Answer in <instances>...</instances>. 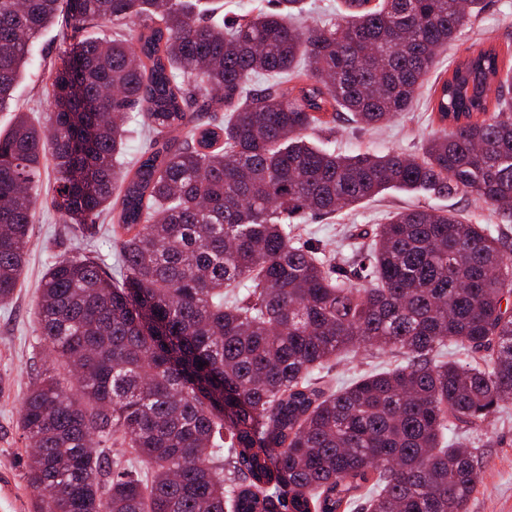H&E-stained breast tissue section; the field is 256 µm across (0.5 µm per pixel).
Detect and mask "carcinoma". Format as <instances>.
I'll use <instances>...</instances> for the list:
<instances>
[{
    "label": "carcinoma",
    "mask_w": 512,
    "mask_h": 512,
    "mask_svg": "<svg viewBox=\"0 0 512 512\" xmlns=\"http://www.w3.org/2000/svg\"><path fill=\"white\" fill-rule=\"evenodd\" d=\"M279 2L226 26L193 0H0V110L36 35L72 31L47 122L17 112L0 131V304L49 158L63 223L90 237L110 210L118 247L113 276L82 254L39 286L52 361L20 418L34 512H466L483 455L467 436L512 401V250L407 209L337 266L290 220L399 187L474 196L512 224V58L482 45L438 74L483 0H344L313 26L294 21L303 0ZM432 75L420 155L308 141L330 109L362 128L400 115ZM130 111L150 137L123 167ZM446 340L465 359L432 361ZM354 347L409 361L338 391L314 377Z\"/></svg>",
    "instance_id": "1"
}]
</instances>
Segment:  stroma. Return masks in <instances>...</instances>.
<instances>
[{"instance_id": "stroma-1", "label": "stroma", "mask_w": 512, "mask_h": 512, "mask_svg": "<svg viewBox=\"0 0 512 512\" xmlns=\"http://www.w3.org/2000/svg\"><path fill=\"white\" fill-rule=\"evenodd\" d=\"M489 43L502 49L512 45V0H487L475 23L441 51L440 71L451 70L466 50ZM67 45L66 32L58 25L42 31L33 42L30 63L16 90L14 105L0 111V129L9 126L18 109L27 112L33 122H45L46 78ZM433 99L430 84H423L409 112L367 130L340 117L334 133L319 132L313 140L323 149L343 155L364 151L379 155L392 151L421 154L433 128ZM53 183V169L43 170L26 266L13 300L0 305V512H33L34 496L25 479L28 442L19 421L28 377L43 363L36 344V301L41 278L59 258L88 250L101 256L107 271H114L117 263L110 215L97 221L93 237H82L71 225L61 223L46 203L45 196ZM407 208L449 211L464 220L491 225L494 233L512 245V224L497 223L486 205L474 198L399 188L388 189L329 219L302 216L297 235L302 241L327 245L341 262L359 255L371 241L370 231L383 223L388 213ZM405 361V355L397 352L352 350L319 369L318 375L330 388L339 390L367 374ZM472 439L484 445L485 450L482 480L469 501L468 512H512V403L502 404L483 428L473 433Z\"/></svg>"}]
</instances>
